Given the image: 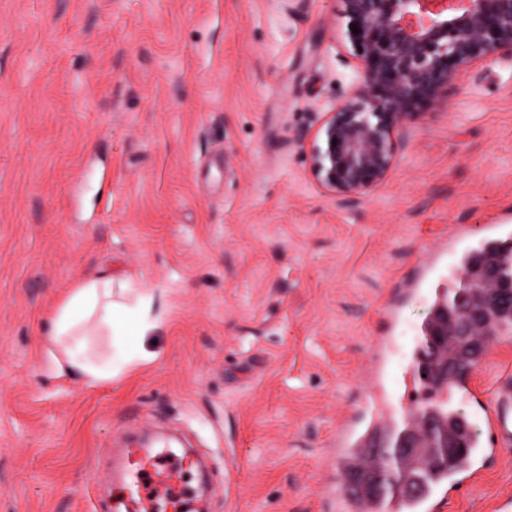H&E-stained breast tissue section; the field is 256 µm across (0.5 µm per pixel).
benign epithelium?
<instances>
[{
    "label": "benign epithelium",
    "mask_w": 512,
    "mask_h": 512,
    "mask_svg": "<svg viewBox=\"0 0 512 512\" xmlns=\"http://www.w3.org/2000/svg\"><path fill=\"white\" fill-rule=\"evenodd\" d=\"M339 2L360 87L324 113L302 145L313 181L348 200L385 179L400 129L448 96L466 70L496 55L512 58V0H462L453 13L429 7V0ZM486 273L489 303L512 308V285L498 281L492 267ZM449 307L453 335L486 352L492 337L479 335L485 309L468 305L464 294Z\"/></svg>",
    "instance_id": "7a95c632"
}]
</instances>
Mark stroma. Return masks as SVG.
<instances>
[{
    "label": "stroma",
    "instance_id": "stroma-1",
    "mask_svg": "<svg viewBox=\"0 0 512 512\" xmlns=\"http://www.w3.org/2000/svg\"><path fill=\"white\" fill-rule=\"evenodd\" d=\"M339 0H0V512H114L124 442L198 460L204 512H332L380 316L455 225L512 224V60L462 75L349 203L300 137L354 94ZM154 298L150 358L86 384L45 321ZM512 380V336L471 380ZM437 512H512V447Z\"/></svg>",
    "mask_w": 512,
    "mask_h": 512
}]
</instances>
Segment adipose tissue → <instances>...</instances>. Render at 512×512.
Returning a JSON list of instances; mask_svg holds the SVG:
<instances>
[{
  "label": "adipose tissue",
  "instance_id": "obj_1",
  "mask_svg": "<svg viewBox=\"0 0 512 512\" xmlns=\"http://www.w3.org/2000/svg\"><path fill=\"white\" fill-rule=\"evenodd\" d=\"M152 296L140 297L137 306H129L115 299L111 278H93L83 281L56 308L47 320L48 343L66 345L63 370L79 373L88 383H95L109 374H117L136 359L134 353L123 351L113 354L109 369L92 365L88 359L84 328L87 324L109 330L113 338L143 336L155 321L151 317Z\"/></svg>",
  "mask_w": 512,
  "mask_h": 512
}]
</instances>
